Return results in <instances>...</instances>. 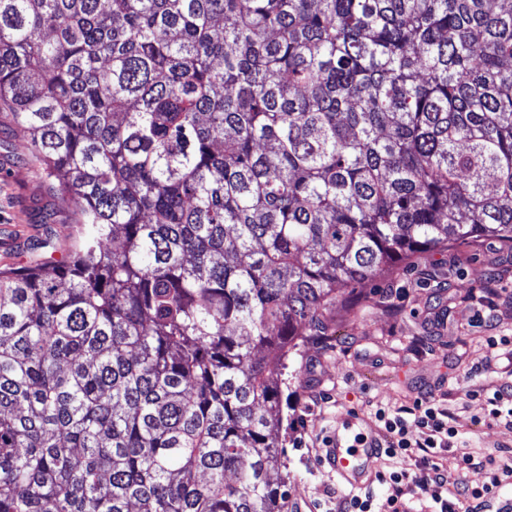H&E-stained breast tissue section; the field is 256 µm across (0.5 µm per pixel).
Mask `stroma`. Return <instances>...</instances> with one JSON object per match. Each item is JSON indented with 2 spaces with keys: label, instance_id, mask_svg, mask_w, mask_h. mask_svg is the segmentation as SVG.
Listing matches in <instances>:
<instances>
[{
  "label": "stroma",
  "instance_id": "obj_1",
  "mask_svg": "<svg viewBox=\"0 0 512 512\" xmlns=\"http://www.w3.org/2000/svg\"><path fill=\"white\" fill-rule=\"evenodd\" d=\"M51 229L67 254L77 226L70 202L50 195L9 123L0 124V268L36 258L32 240ZM512 250L485 237L418 254L388 274L356 284L333 321L289 353L282 387L283 461L288 503L324 512L346 490L322 464L338 421L358 415L377 433L375 412L412 406L424 396L465 422L476 460L463 477L487 482L488 457L512 455V427L486 425L479 390L512 384Z\"/></svg>",
  "mask_w": 512,
  "mask_h": 512
}]
</instances>
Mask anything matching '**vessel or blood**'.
<instances>
[{
    "mask_svg": "<svg viewBox=\"0 0 512 512\" xmlns=\"http://www.w3.org/2000/svg\"><path fill=\"white\" fill-rule=\"evenodd\" d=\"M353 426L354 423L350 420L337 425L336 437L331 440L323 457L324 464H327L342 484L349 489L361 486L368 474V462L380 453L379 448L372 441L362 447L352 446Z\"/></svg>",
    "mask_w": 512,
    "mask_h": 512,
    "instance_id": "1",
    "label": "vessel or blood"
}]
</instances>
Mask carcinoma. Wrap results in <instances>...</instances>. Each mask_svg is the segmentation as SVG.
<instances>
[{
    "label": "carcinoma",
    "mask_w": 512,
    "mask_h": 512,
    "mask_svg": "<svg viewBox=\"0 0 512 512\" xmlns=\"http://www.w3.org/2000/svg\"><path fill=\"white\" fill-rule=\"evenodd\" d=\"M0 113L80 224L0 270V512H282L342 290L512 249V0H0Z\"/></svg>",
    "instance_id": "carcinoma-1"
}]
</instances>
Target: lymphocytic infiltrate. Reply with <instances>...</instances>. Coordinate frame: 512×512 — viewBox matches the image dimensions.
Returning a JSON list of instances; mask_svg holds the SVG:
<instances>
[{
  "mask_svg": "<svg viewBox=\"0 0 512 512\" xmlns=\"http://www.w3.org/2000/svg\"><path fill=\"white\" fill-rule=\"evenodd\" d=\"M375 418L384 455L414 459L415 466L378 474V481L388 487L386 498L355 495L337 505L336 512H399L401 487L406 483L431 485V512H457L460 501L483 502L512 484L511 458L492 461L491 475L483 485L471 487L455 478V471L473 466L474 457L459 448L457 419L438 400H419L396 411L381 408Z\"/></svg>",
  "mask_w": 512,
  "mask_h": 512,
  "instance_id": "1",
  "label": "lymphocytic infiltrate"
}]
</instances>
